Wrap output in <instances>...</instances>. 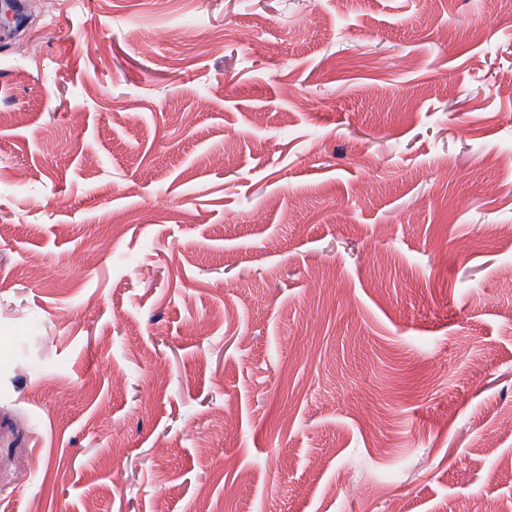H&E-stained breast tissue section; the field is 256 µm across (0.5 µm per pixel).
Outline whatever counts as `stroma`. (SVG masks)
<instances>
[{"label": "stroma", "instance_id": "1", "mask_svg": "<svg viewBox=\"0 0 512 512\" xmlns=\"http://www.w3.org/2000/svg\"><path fill=\"white\" fill-rule=\"evenodd\" d=\"M23 7L0 512H512V0Z\"/></svg>", "mask_w": 512, "mask_h": 512}]
</instances>
